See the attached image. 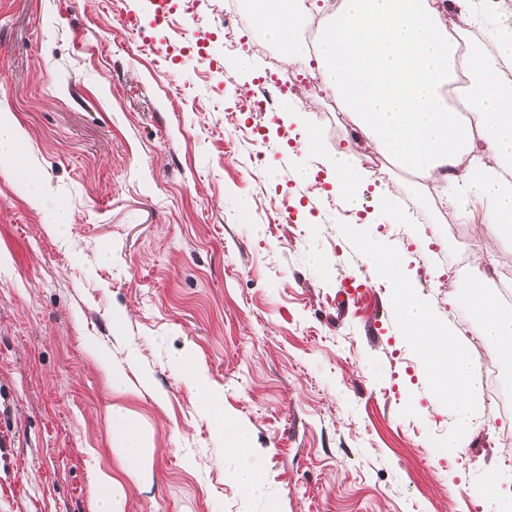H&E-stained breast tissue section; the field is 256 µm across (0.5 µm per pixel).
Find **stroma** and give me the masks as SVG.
<instances>
[{"label": "stroma", "mask_w": 512, "mask_h": 512, "mask_svg": "<svg viewBox=\"0 0 512 512\" xmlns=\"http://www.w3.org/2000/svg\"><path fill=\"white\" fill-rule=\"evenodd\" d=\"M211 26L207 60L175 63L134 46L159 31L143 0H0V111L26 148L22 167L0 161V512H89L95 464L116 465L115 404L146 419L155 447L151 486L124 482L126 512H483L473 489L489 472L512 491L495 416L449 447L448 409L370 269L371 252L404 253L447 320L448 271L425 228L458 223L456 209L408 217L401 242L374 206L378 190L403 193L398 175H375L360 210L327 205V157L351 149L369 169L374 148L319 85L298 123L240 110L256 78L299 69L272 64L247 29L227 49L222 17ZM256 128L271 144L257 171ZM313 129L317 176L301 182L288 172ZM470 209L448 249L498 275L512 242ZM101 351L151 390L114 395ZM200 377L249 429L248 454L226 452ZM245 468L260 493L240 488Z\"/></svg>", "instance_id": "35a3bbf8"}]
</instances>
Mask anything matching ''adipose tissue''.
<instances>
[{
	"mask_svg": "<svg viewBox=\"0 0 512 512\" xmlns=\"http://www.w3.org/2000/svg\"><path fill=\"white\" fill-rule=\"evenodd\" d=\"M459 20L446 24L437 0H339L327 15L315 50L300 34L311 17L305 0H249L265 42L283 50L285 63L310 55L323 87L373 144L401 170L448 182L464 157L472 163L455 187L456 201L476 196L483 224L512 239V85L498 77L512 61V27H499L494 52L471 36L479 24L474 0H455ZM332 192L347 208L359 209L371 181L351 150L331 160ZM371 268L390 287L389 300L404 336L424 358L423 373L452 412L460 445L482 408V386L474 377V356L466 340L439 322L432 306L412 285L402 256L385 251ZM474 331L498 357L512 362V312L504 311L482 273L467 282ZM202 406L228 453L247 454L250 436L228 421L224 404L207 384L198 387ZM112 454L119 469H97L91 512H125L121 481L150 476L154 448L141 415L112 408Z\"/></svg>",
	"mask_w": 512,
	"mask_h": 512,
	"instance_id": "1",
	"label": "adipose tissue"
}]
</instances>
